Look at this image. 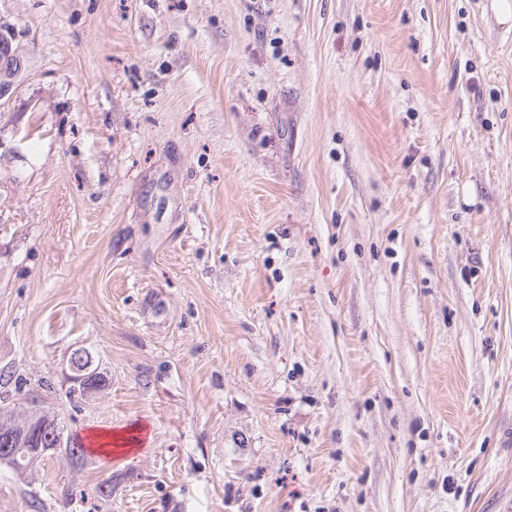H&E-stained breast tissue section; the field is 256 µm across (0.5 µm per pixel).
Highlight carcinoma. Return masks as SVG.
I'll return each instance as SVG.
<instances>
[{"label":"carcinoma","instance_id":"carcinoma-1","mask_svg":"<svg viewBox=\"0 0 512 512\" xmlns=\"http://www.w3.org/2000/svg\"><path fill=\"white\" fill-rule=\"evenodd\" d=\"M101 381L90 378L70 384L66 397L72 403L85 402L104 390ZM9 391L0 393V464L6 463L16 474L23 476L42 460L63 456L73 468H81L87 460L85 443L74 433L61 434L53 429L34 438L25 433L33 413L23 403L9 404Z\"/></svg>","mask_w":512,"mask_h":512}]
</instances>
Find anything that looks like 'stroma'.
I'll return each instance as SVG.
<instances>
[{
	"label": "stroma",
	"mask_w": 512,
	"mask_h": 512,
	"mask_svg": "<svg viewBox=\"0 0 512 512\" xmlns=\"http://www.w3.org/2000/svg\"><path fill=\"white\" fill-rule=\"evenodd\" d=\"M490 3L0 0V370L142 437L0 465V512H512ZM5 61V67L2 71L1 63ZM21 67L20 57L12 51L10 44L7 40L1 41L0 39V99L6 95L9 88V82L2 80V77L9 76V74L19 70ZM106 387L107 384L101 385V379L98 381L92 380L91 378L81 379L79 383L74 382L69 384L65 390V394L69 401L72 402L74 406H77V403H81L82 401L87 402V400L94 398L96 394Z\"/></svg>",
	"instance_id": "1"
}]
</instances>
